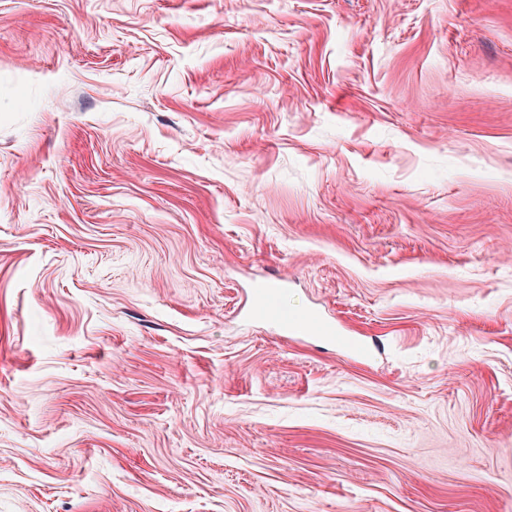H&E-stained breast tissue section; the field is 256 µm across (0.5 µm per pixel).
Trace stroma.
Here are the masks:
<instances>
[{"mask_svg":"<svg viewBox=\"0 0 512 512\" xmlns=\"http://www.w3.org/2000/svg\"><path fill=\"white\" fill-rule=\"evenodd\" d=\"M0 512H512V0H0ZM281 283H260L254 287L251 296V307L254 313L265 316L273 307L277 290H282ZM279 288V289H273ZM276 323L279 329L286 334L290 335H305V336H326L331 339H337L349 351L355 354L362 353V346L344 336V332L336 327V324L322 319L318 313H310L302 315L299 318H292L286 315H279L276 318Z\"/></svg>","mask_w":512,"mask_h":512,"instance_id":"1","label":"stroma"}]
</instances>
